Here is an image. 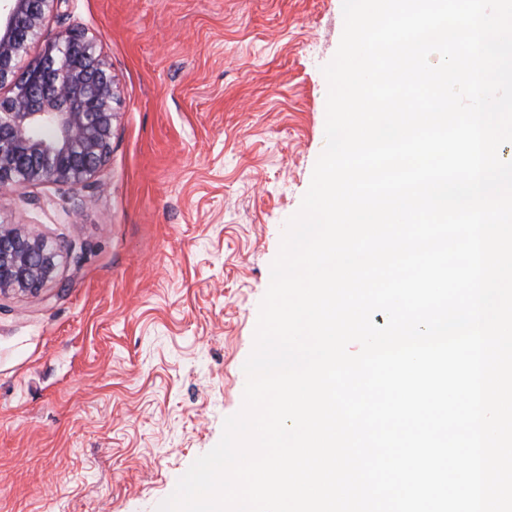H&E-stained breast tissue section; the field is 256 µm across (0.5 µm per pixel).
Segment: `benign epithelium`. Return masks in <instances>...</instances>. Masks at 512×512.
Masks as SVG:
<instances>
[{"label":"benign epithelium","instance_id":"1","mask_svg":"<svg viewBox=\"0 0 512 512\" xmlns=\"http://www.w3.org/2000/svg\"><path fill=\"white\" fill-rule=\"evenodd\" d=\"M65 0H0V191L91 182L107 161L117 85L95 34L70 27L29 59ZM60 251L20 224H0V295L36 294Z\"/></svg>","mask_w":512,"mask_h":512}]
</instances>
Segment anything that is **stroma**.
I'll use <instances>...</instances> for the list:
<instances>
[{"label": "stroma", "mask_w": 512, "mask_h": 512, "mask_svg": "<svg viewBox=\"0 0 512 512\" xmlns=\"http://www.w3.org/2000/svg\"><path fill=\"white\" fill-rule=\"evenodd\" d=\"M119 86L94 183L0 195L60 245L0 296V512H157L243 404L287 220L323 152L342 0H66Z\"/></svg>", "instance_id": "obj_1"}]
</instances>
